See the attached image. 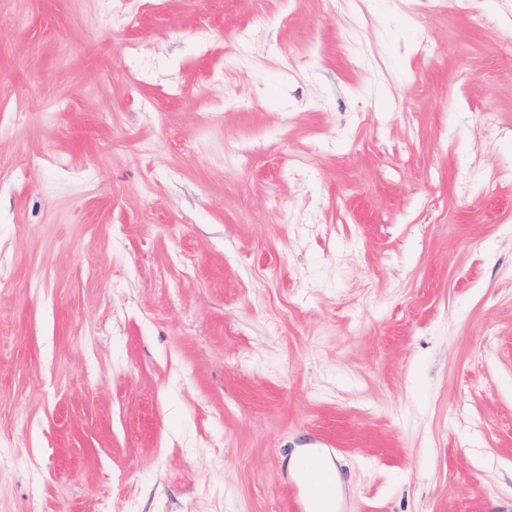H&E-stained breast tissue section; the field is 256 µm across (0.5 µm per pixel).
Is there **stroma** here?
<instances>
[{
	"instance_id": "obj_1",
	"label": "stroma",
	"mask_w": 512,
	"mask_h": 512,
	"mask_svg": "<svg viewBox=\"0 0 512 512\" xmlns=\"http://www.w3.org/2000/svg\"><path fill=\"white\" fill-rule=\"evenodd\" d=\"M447 2L0 0V512H512V0ZM299 479L293 482V501L292 509L297 512H342L336 510L337 494L336 481L333 474L323 470L314 475L300 473ZM315 502H324L329 504V510H312L311 505Z\"/></svg>"
}]
</instances>
